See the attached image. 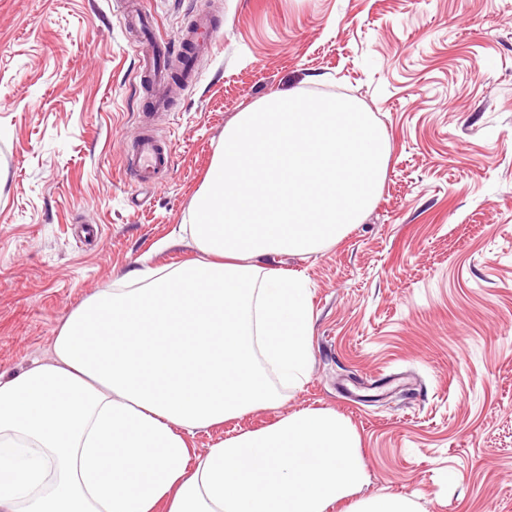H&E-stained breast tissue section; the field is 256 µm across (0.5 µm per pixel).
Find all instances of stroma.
<instances>
[{
	"label": "stroma",
	"mask_w": 512,
	"mask_h": 512,
	"mask_svg": "<svg viewBox=\"0 0 512 512\" xmlns=\"http://www.w3.org/2000/svg\"><path fill=\"white\" fill-rule=\"evenodd\" d=\"M177 41L221 22L157 125L174 163L132 186L120 146L151 104L122 0H0V376L53 360L70 312L178 243L224 128L294 88L355 101L389 136L377 204L335 245L267 258L312 294L302 386L192 439L330 408L362 440V496L512 512V0H144ZM167 250H160V243ZM217 38L218 33L213 28L211 16L200 15L182 32L177 41L178 50L181 51L182 46L186 44L190 46L192 54L202 58L210 53Z\"/></svg>",
	"instance_id": "1"
}]
</instances>
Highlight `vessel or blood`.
<instances>
[{"label": "vessel or blood", "mask_w": 512, "mask_h": 512, "mask_svg": "<svg viewBox=\"0 0 512 512\" xmlns=\"http://www.w3.org/2000/svg\"><path fill=\"white\" fill-rule=\"evenodd\" d=\"M218 38L208 15L197 16L179 38L180 44L189 45L192 54L202 57L210 53ZM168 44L157 40L155 52L143 55L141 70L147 80L146 90L152 99L155 111L165 112L170 108L166 94L169 81L165 67ZM125 174L139 188L152 187L160 183L172 166V153L164 138L155 131L153 120H146L140 133L132 142L121 147Z\"/></svg>", "instance_id": "b4317fda"}]
</instances>
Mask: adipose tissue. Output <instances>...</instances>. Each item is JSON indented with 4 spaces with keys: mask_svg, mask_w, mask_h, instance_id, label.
I'll return each mask as SVG.
<instances>
[{
    "mask_svg": "<svg viewBox=\"0 0 512 512\" xmlns=\"http://www.w3.org/2000/svg\"><path fill=\"white\" fill-rule=\"evenodd\" d=\"M389 137L349 100L274 92L224 128L182 225L198 259L146 268L71 311L54 361L0 379V512H417L361 497L355 427L282 416L197 454V431L302 385L311 292L263 257L318 252L378 202Z\"/></svg>",
    "mask_w": 512,
    "mask_h": 512,
    "instance_id": "adipose-tissue-1",
    "label": "adipose tissue"
}]
</instances>
